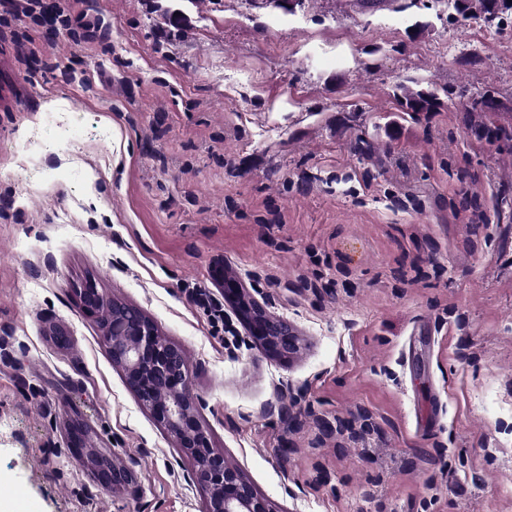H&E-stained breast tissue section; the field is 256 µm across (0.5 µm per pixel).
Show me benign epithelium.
<instances>
[{
    "instance_id": "benign-epithelium-1",
    "label": "benign epithelium",
    "mask_w": 512,
    "mask_h": 512,
    "mask_svg": "<svg viewBox=\"0 0 512 512\" xmlns=\"http://www.w3.org/2000/svg\"><path fill=\"white\" fill-rule=\"evenodd\" d=\"M75 292L85 309H108L101 328L112 362L140 405L189 459L187 479L203 493V512H279L228 464L223 451L213 447L211 430L201 416L204 402L190 387L191 369L184 350L162 336L142 312H129L125 303L105 297L94 279L82 281ZM223 293L236 305L253 342L269 356L287 359L298 354L300 340L293 326L271 315L241 282L233 281ZM67 436L73 453L90 458L106 483L124 487L135 482L132 469L111 449L95 444L84 423L73 421Z\"/></svg>"
}]
</instances>
